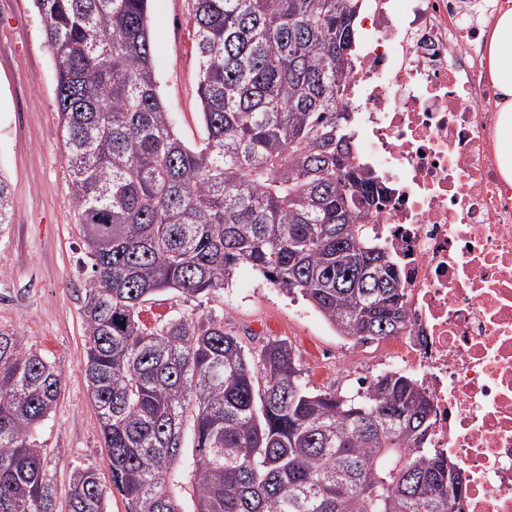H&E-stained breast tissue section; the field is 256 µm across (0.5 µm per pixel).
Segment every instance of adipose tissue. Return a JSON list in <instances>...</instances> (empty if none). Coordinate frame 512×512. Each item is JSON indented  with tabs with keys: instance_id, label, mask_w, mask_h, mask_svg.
<instances>
[{
	"instance_id": "obj_1",
	"label": "adipose tissue",
	"mask_w": 512,
	"mask_h": 512,
	"mask_svg": "<svg viewBox=\"0 0 512 512\" xmlns=\"http://www.w3.org/2000/svg\"><path fill=\"white\" fill-rule=\"evenodd\" d=\"M488 68L502 98L497 104V160L512 184V9L495 18L487 46Z\"/></svg>"
}]
</instances>
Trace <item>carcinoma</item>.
<instances>
[{"label": "carcinoma", "instance_id": "obj_1", "mask_svg": "<svg viewBox=\"0 0 512 512\" xmlns=\"http://www.w3.org/2000/svg\"><path fill=\"white\" fill-rule=\"evenodd\" d=\"M57 74L60 126L92 278L84 372L112 485L75 467L69 512H180L192 436L196 512H448L455 465L431 444L425 389L400 371L312 391L283 340L248 350L193 312L147 327L158 294L198 298L246 264L336 335L403 333L385 190L346 111L360 0H192L204 133H175L152 63L150 0H33ZM14 201L0 175V231ZM60 374L0 330V512H56L34 430Z\"/></svg>", "mask_w": 512, "mask_h": 512}]
</instances>
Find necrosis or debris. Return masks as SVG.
Returning <instances> with one entry per match:
<instances>
[{
  "mask_svg": "<svg viewBox=\"0 0 512 512\" xmlns=\"http://www.w3.org/2000/svg\"><path fill=\"white\" fill-rule=\"evenodd\" d=\"M364 2L357 156L390 192L378 220L407 272V328L377 365L427 390L464 512H512V185L484 23L512 0Z\"/></svg>",
  "mask_w": 512,
  "mask_h": 512,
  "instance_id": "4bbe7bcc",
  "label": "necrosis or debris"
}]
</instances>
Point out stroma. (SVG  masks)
Listing matches in <instances>:
<instances>
[{"instance_id": "obj_1", "label": "stroma", "mask_w": 512, "mask_h": 512, "mask_svg": "<svg viewBox=\"0 0 512 512\" xmlns=\"http://www.w3.org/2000/svg\"><path fill=\"white\" fill-rule=\"evenodd\" d=\"M150 29L159 91L177 132L199 142L197 57L190 0H151ZM0 174L14 198L11 224L0 230V329L21 336L61 377L57 407L35 430L67 512L69 474L89 466L109 477L84 373L81 300L92 272L75 220L68 159L56 101L54 61L32 0H0ZM195 312L223 319L246 347L283 339L294 347L302 377L318 390L348 392L376 375L374 344L350 361L348 344L303 300L286 295L251 267H238L228 287L188 299L167 292L145 303L148 326Z\"/></svg>"}]
</instances>
